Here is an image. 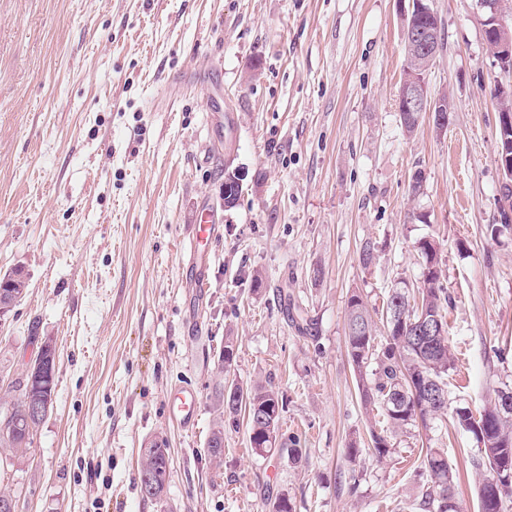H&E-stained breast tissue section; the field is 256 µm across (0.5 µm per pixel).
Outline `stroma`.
Wrapping results in <instances>:
<instances>
[{"label":"stroma","mask_w":512,"mask_h":512,"mask_svg":"<svg viewBox=\"0 0 512 512\" xmlns=\"http://www.w3.org/2000/svg\"><path fill=\"white\" fill-rule=\"evenodd\" d=\"M433 7L444 45L428 88L452 96L455 117L440 133L424 115L408 137L400 0H0V276L27 278L0 314V411L43 343L57 355L30 448L0 450L16 512H269L284 495L295 512H422L430 447L448 453L461 512H478V449L452 416L372 454L345 346L351 294L380 317L392 285L420 279L415 242L432 234L451 298L449 408L480 411L512 385V232L488 230L501 206L491 89L503 75L474 0ZM224 111L232 128L212 118ZM228 167L243 176L230 209ZM206 205L222 236L199 296L182 275ZM368 240L378 257L365 268ZM283 285L308 330L289 321ZM228 336L232 379L282 395L299 463L252 450L242 427L210 460ZM179 384L201 396L191 432L167 417ZM155 440L170 457L162 503L137 487Z\"/></svg>","instance_id":"1"}]
</instances>
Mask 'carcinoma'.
<instances>
[{
    "mask_svg": "<svg viewBox=\"0 0 512 512\" xmlns=\"http://www.w3.org/2000/svg\"><path fill=\"white\" fill-rule=\"evenodd\" d=\"M501 198L508 206L500 208V224L491 226L495 235L512 227V184L501 186ZM422 259V276L412 288H391L383 302V311L403 310L406 333L396 332L387 322L378 329L363 298L354 294L347 305L346 350L359 377L361 400L366 406L378 405L384 411L385 428L370 431L372 453L383 458L391 453V438L404 430L419 426L448 413V402L431 406L424 401V388L448 387L445 377L452 365L448 346V323L445 311L450 303L444 288L441 264V244L434 236L416 241ZM0 288L13 294L17 302L24 296L26 279L16 270L0 278ZM431 319L441 325L439 335L426 340L415 332L420 319ZM34 373L19 382L21 397L0 413V448L24 450L32 444L36 427L42 418L29 411L28 386ZM512 394V386L497 391L479 416L465 408L453 411L459 426L472 434L478 456L470 465L482 475L479 487V512H506L512 502V492L505 495L490 483L497 469L512 465V407H503V396ZM248 399L249 441L259 452H271L269 432L279 429L283 400L272 386L256 385L246 389L238 385L224 388L219 394V413L214 421L208 443L224 442V430L240 424L242 400ZM278 449L288 452V459L298 463L302 458L300 439L289 436L280 441ZM428 473L421 506L426 512H460L455 502L454 475L442 448H428L423 459Z\"/></svg>",
    "mask_w": 512,
    "mask_h": 512,
    "instance_id": "carcinoma-1",
    "label": "carcinoma"
}]
</instances>
